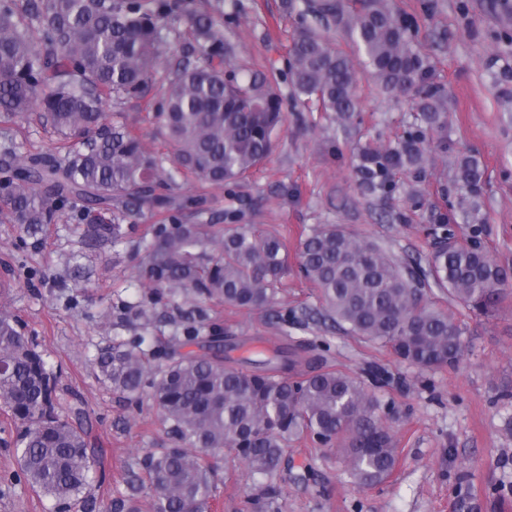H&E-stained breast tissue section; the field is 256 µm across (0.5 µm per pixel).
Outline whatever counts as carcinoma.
<instances>
[{
	"label": "carcinoma",
	"mask_w": 512,
	"mask_h": 512,
	"mask_svg": "<svg viewBox=\"0 0 512 512\" xmlns=\"http://www.w3.org/2000/svg\"><path fill=\"white\" fill-rule=\"evenodd\" d=\"M287 7L301 18L288 55L304 102L342 120L355 111L359 70L331 36L334 28L388 93L405 95L427 83L429 66L396 0H291ZM173 39L180 54L169 62L156 113L173 149L169 157L126 123H104L102 104L145 92ZM424 98L416 130L397 147L361 153L363 191L390 188L397 170L424 168L427 133L442 125L430 103L434 93ZM33 110L62 150L20 151L9 125ZM282 123V100L267 77L258 70L240 77L218 5L199 12L190 0H0V214L30 237L69 207L79 209L85 238L119 243L131 226L118 219L134 208L173 207L170 191L179 182L221 186L258 168ZM484 177L477 157L458 160L454 184L467 234L459 240L450 218L440 215L429 227L435 252L427 269L341 224L309 228L297 258L321 314L420 369L458 366L464 329L426 292L435 285L484 317L495 316L505 299L512 270L482 247ZM137 248L146 253L141 279L149 289L239 311L275 303L288 273L286 236L249 225L225 233L208 223L156 224ZM205 329L203 321L192 322L162 352L145 335L98 351L102 383L129 404L149 396L173 441L136 459L131 493L112 498V512H141L146 482L155 492L150 512H207L217 491L212 459L224 453L260 489L246 508L279 512L273 481L285 448L302 439L338 448L360 489L383 484L396 470L398 441L381 401L357 376L302 357L300 343L279 350L272 366L243 368L224 356L221 337L202 336ZM204 338L210 352H179ZM73 399L60 410L55 373L20 320L1 309L0 409L17 427V464L34 492L67 510L98 512L89 493L96 455L81 398Z\"/></svg>",
	"instance_id": "obj_1"
}]
</instances>
